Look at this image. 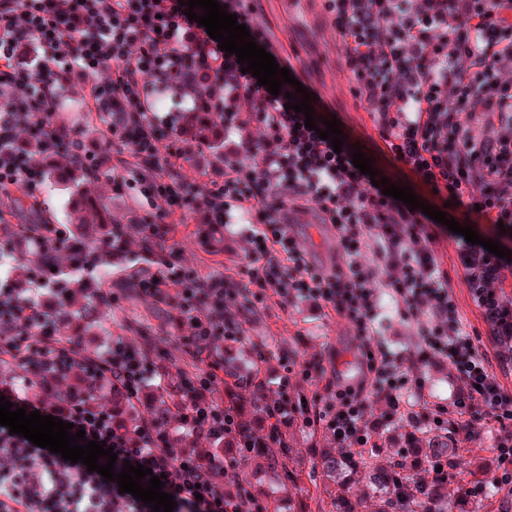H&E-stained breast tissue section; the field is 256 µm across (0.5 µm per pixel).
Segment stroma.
<instances>
[{
	"mask_svg": "<svg viewBox=\"0 0 512 512\" xmlns=\"http://www.w3.org/2000/svg\"><path fill=\"white\" fill-rule=\"evenodd\" d=\"M310 19L304 27H297L294 17L289 16L286 6L267 5L259 15L266 28L279 42L282 54L294 66L297 79L312 95L316 120H340L346 148H359L371 159L373 170L397 186L411 187L413 193L436 209L446 210L448 218L460 225L472 227L483 239L498 241L512 250V230L501 231L497 225L488 224L456 206H445L443 200L423 186L415 177L404 172L379 147L380 140L367 115L353 111L349 105L321 97L317 93L320 79L334 73L339 63L335 50L324 46L319 39L321 4L310 5ZM223 238L222 252H215L209 241L200 236L197 221H189L180 227L177 235L179 246L187 262L197 268L202 276L229 274L239 280L248 275L240 270L239 262L246 242L237 231L218 230ZM456 245L449 240L437 246V261L447 270L450 284L456 294L468 324L475 328V339L482 351L491 355L493 347L487 337V329L480 313L462 283L463 269L460 266ZM150 303L138 297H124L112 303L110 317L105 324L80 331L84 347L94 351L115 338H123L139 351L158 347L161 352L156 364L167 373H194L197 365L183 349L170 319L157 320L149 313ZM245 335L240 343L253 357L258 358L261 377L267 382L269 391H276L280 376H287L289 389H297L306 396L322 394L324 377L336 374L346 378L348 371L359 368L360 350L344 320L336 314L318 310L307 303H296L286 308L271 307L257 309L245 314ZM490 370L497 375L507 398L512 399V374L503 375L497 358L489 360ZM422 387L407 386L399 400L404 408L424 417L438 403H447L453 392V383L447 364L441 363L423 368ZM425 432H434L432 422L423 424ZM499 426L476 427L451 433L448 443L456 448L463 464L451 470L448 479L449 492L457 488L468 489L469 503L478 507L477 512H489L486 495L475 494L478 486L488 485L497 466L492 446L499 435ZM288 445L294 457L302 464V480L289 492L294 498H306L321 484L322 475L314 463L322 449L334 447L335 442L321 425L294 424L288 431Z\"/></svg>",
	"mask_w": 512,
	"mask_h": 512,
	"instance_id": "stroma-1",
	"label": "stroma"
}]
</instances>
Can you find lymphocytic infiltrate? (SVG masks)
Returning a JSON list of instances; mask_svg holds the SVG:
<instances>
[{
    "label": "lymphocytic infiltrate",
    "instance_id": "obj_1",
    "mask_svg": "<svg viewBox=\"0 0 512 512\" xmlns=\"http://www.w3.org/2000/svg\"><path fill=\"white\" fill-rule=\"evenodd\" d=\"M323 8L348 85L385 151L442 199L511 228L512 80L503 71L512 67V0H323ZM186 82L194 86L190 111L223 125L222 150L182 137L178 113H159L158 96ZM66 95L95 119L101 142H76L57 121ZM285 102L242 72L235 55L188 19L180 0H0V195L23 201L19 208L0 202V236L22 231L23 212L43 209L44 169L20 140L48 158L69 152L105 174L113 196L154 210L138 225L147 236L145 255H159L163 268L142 280L140 294L171 299L187 351L202 365L176 427L147 418L131 431L114 427L111 408L94 392L118 387L134 398L149 384L165 390L163 377L123 341L99 359L62 335L59 317L42 301L46 280L33 274L26 293L0 284V368L18 365L44 382L76 373L85 387L63 406L49 395L35 403L8 388L0 395L13 408L84 430L86 440L112 446L118 461L163 476L174 512H258L249 495L217 483L223 462L204 468L177 435L183 428L224 436V407L207 393L220 381L225 344L244 334L226 311L252 284L258 303L306 301L349 324L364 377L343 389L327 382L318 413L340 446L367 445L371 398H396L408 371L447 363L460 386L452 406L435 405L434 422L441 431L479 418L500 424L493 483L505 492L499 512H512V401L437 262L434 228L373 186L350 150L334 152ZM253 125L262 136L248 134ZM187 166L195 177L183 176ZM309 212L336 232L330 265L315 264L286 221ZM196 215L218 228L247 225L248 282L202 277L184 260L177 227ZM457 255L466 287L512 288V263L467 242ZM386 298L403 318L419 319L418 350L397 352L384 340ZM0 512L152 509L117 482L0 425Z\"/></svg>",
    "mask_w": 512,
    "mask_h": 512
}]
</instances>
